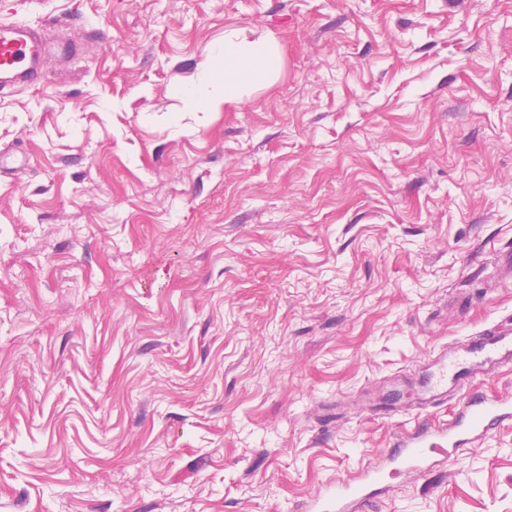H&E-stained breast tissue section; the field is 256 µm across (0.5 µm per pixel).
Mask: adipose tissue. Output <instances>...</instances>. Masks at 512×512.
<instances>
[{
    "label": "adipose tissue",
    "mask_w": 512,
    "mask_h": 512,
    "mask_svg": "<svg viewBox=\"0 0 512 512\" xmlns=\"http://www.w3.org/2000/svg\"><path fill=\"white\" fill-rule=\"evenodd\" d=\"M280 63L273 40L251 41L240 31L225 32L211 45L195 80L184 88V106L190 112L218 111L250 88L267 83Z\"/></svg>",
    "instance_id": "obj_1"
}]
</instances>
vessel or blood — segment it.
<instances>
[{"instance_id": "b4317fda", "label": "vessel or blood", "mask_w": 512, "mask_h": 512, "mask_svg": "<svg viewBox=\"0 0 512 512\" xmlns=\"http://www.w3.org/2000/svg\"><path fill=\"white\" fill-rule=\"evenodd\" d=\"M47 52V38L41 30L0 20V90L39 83ZM506 364H512V323L490 327L482 336L442 351L420 368L412 379L417 403L438 407L448 396L463 394L471 380ZM511 421V398L464 396L461 408L450 419L406 432L383 464L317 490L305 502V512H368L389 480L428 469L435 459H450L460 448L484 440Z\"/></svg>"}]
</instances>
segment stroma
<instances>
[{
    "label": "stroma",
    "mask_w": 512,
    "mask_h": 512,
    "mask_svg": "<svg viewBox=\"0 0 512 512\" xmlns=\"http://www.w3.org/2000/svg\"><path fill=\"white\" fill-rule=\"evenodd\" d=\"M0 512H300L512 318V0H0ZM236 29L279 72L182 91ZM67 234H59V225ZM372 512H512V423ZM47 52V38L41 30L16 21L0 20L1 92L39 83Z\"/></svg>",
    "instance_id": "obj_1"
}]
</instances>
